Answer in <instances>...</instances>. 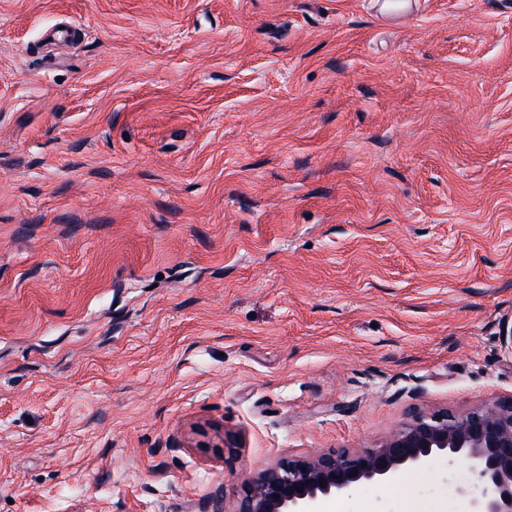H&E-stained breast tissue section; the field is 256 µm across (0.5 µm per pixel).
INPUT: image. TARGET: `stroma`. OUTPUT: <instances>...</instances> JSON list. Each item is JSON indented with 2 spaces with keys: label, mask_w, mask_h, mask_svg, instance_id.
I'll return each mask as SVG.
<instances>
[{
  "label": "stroma",
  "mask_w": 512,
  "mask_h": 512,
  "mask_svg": "<svg viewBox=\"0 0 512 512\" xmlns=\"http://www.w3.org/2000/svg\"><path fill=\"white\" fill-rule=\"evenodd\" d=\"M401 2L0 0V512H232L512 399V0Z\"/></svg>",
  "instance_id": "stroma-1"
}]
</instances>
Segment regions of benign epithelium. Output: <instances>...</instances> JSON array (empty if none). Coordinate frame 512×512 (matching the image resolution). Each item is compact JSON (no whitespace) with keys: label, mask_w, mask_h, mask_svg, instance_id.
I'll return each mask as SVG.
<instances>
[{"label":"benign epithelium","mask_w":512,"mask_h":512,"mask_svg":"<svg viewBox=\"0 0 512 512\" xmlns=\"http://www.w3.org/2000/svg\"><path fill=\"white\" fill-rule=\"evenodd\" d=\"M436 457L469 466L482 486L470 512H512V399L460 413L417 410L373 446L282 458L244 480L232 512H317L324 498L386 484Z\"/></svg>","instance_id":"benign-epithelium-1"}]
</instances>
